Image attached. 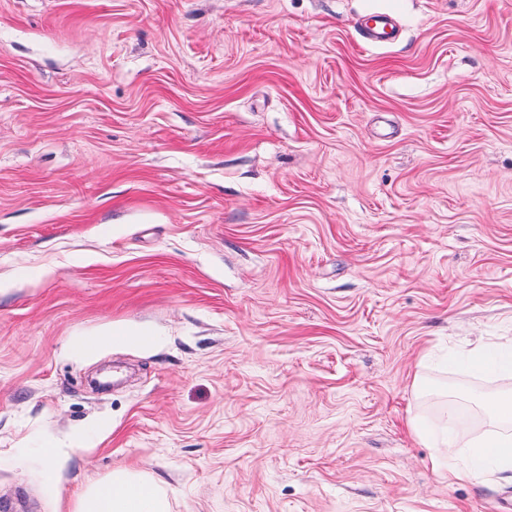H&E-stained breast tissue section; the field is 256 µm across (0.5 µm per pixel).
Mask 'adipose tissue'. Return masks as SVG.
I'll use <instances>...</instances> for the list:
<instances>
[{
	"label": "adipose tissue",
	"mask_w": 512,
	"mask_h": 512,
	"mask_svg": "<svg viewBox=\"0 0 512 512\" xmlns=\"http://www.w3.org/2000/svg\"><path fill=\"white\" fill-rule=\"evenodd\" d=\"M492 430L480 442L485 454L502 470H512V394L485 397ZM77 512H170L168 493L157 482L127 471H116L105 481L83 493Z\"/></svg>",
	"instance_id": "obj_1"
}]
</instances>
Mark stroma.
<instances>
[{"label": "stroma", "instance_id": "1", "mask_svg": "<svg viewBox=\"0 0 512 512\" xmlns=\"http://www.w3.org/2000/svg\"><path fill=\"white\" fill-rule=\"evenodd\" d=\"M395 17L398 40L359 22ZM118 325L151 346L72 343ZM512 0H0V512H503ZM448 390L476 424L433 469ZM47 448H66L64 466ZM378 19L375 27L363 32V36L371 43H391L398 36V28L394 18L387 14L374 16ZM469 355L477 369H483L488 366H496L506 371H512V350L502 351L496 354H487L482 345L474 346ZM483 404L489 411L494 427L476 443L475 448H485L483 452L493 457L502 470H512V434L501 426L512 422V393L484 397ZM76 512H170V504L166 489L157 482L115 471L81 495Z\"/></svg>", "mask_w": 512, "mask_h": 512}]
</instances>
